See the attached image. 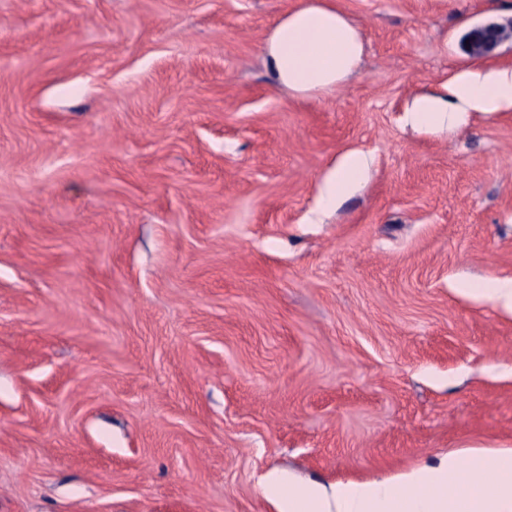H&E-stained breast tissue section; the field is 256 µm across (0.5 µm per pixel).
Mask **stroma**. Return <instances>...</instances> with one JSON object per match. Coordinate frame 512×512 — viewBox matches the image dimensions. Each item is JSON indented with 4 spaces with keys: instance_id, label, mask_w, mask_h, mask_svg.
Segmentation results:
<instances>
[{
    "instance_id": "stroma-1",
    "label": "stroma",
    "mask_w": 512,
    "mask_h": 512,
    "mask_svg": "<svg viewBox=\"0 0 512 512\" xmlns=\"http://www.w3.org/2000/svg\"><path fill=\"white\" fill-rule=\"evenodd\" d=\"M299 2L0 0V512L512 447V312L471 294L512 281V110L407 122L512 0H336L361 70L308 98L262 55ZM368 157L359 151L342 155L337 164L327 173L320 193V207L325 210L350 194L366 177Z\"/></svg>"
}]
</instances>
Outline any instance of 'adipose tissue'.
Wrapping results in <instances>:
<instances>
[{
  "mask_svg": "<svg viewBox=\"0 0 512 512\" xmlns=\"http://www.w3.org/2000/svg\"><path fill=\"white\" fill-rule=\"evenodd\" d=\"M363 52L361 32L333 0H301L267 36L264 62L276 85L307 98L333 92L356 75ZM510 109L512 68L475 62L449 81L447 95L416 99L408 120L421 128H453L465 113ZM368 166L362 152L342 155L323 180L321 208L350 194ZM261 487L275 512H512V448L452 449L363 481H299L273 470Z\"/></svg>",
  "mask_w": 512,
  "mask_h": 512,
  "instance_id": "1",
  "label": "adipose tissue"
}]
</instances>
